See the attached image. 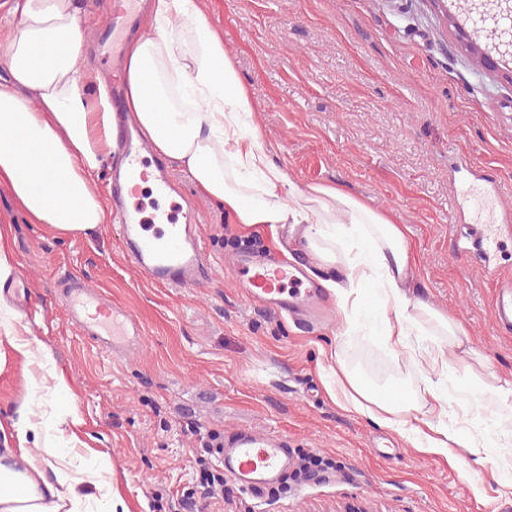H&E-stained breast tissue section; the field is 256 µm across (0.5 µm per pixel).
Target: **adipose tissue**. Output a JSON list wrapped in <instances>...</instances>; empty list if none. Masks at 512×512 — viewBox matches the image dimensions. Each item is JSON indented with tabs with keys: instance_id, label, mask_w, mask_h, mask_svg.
<instances>
[{
	"instance_id": "adipose-tissue-1",
	"label": "adipose tissue",
	"mask_w": 512,
	"mask_h": 512,
	"mask_svg": "<svg viewBox=\"0 0 512 512\" xmlns=\"http://www.w3.org/2000/svg\"><path fill=\"white\" fill-rule=\"evenodd\" d=\"M0 17V181L36 223L61 236H80L106 223L110 210L95 188L112 153V103L106 84L82 48L83 19L73 0H5ZM149 34L130 42L122 73L125 107L150 150L185 173L197 193L234 223L302 224V246L322 266H342L345 282L325 280L345 333L356 329L360 288H375L386 313L382 340L420 374L415 400L377 395L339 352L323 383L340 406L406 436L419 453L454 463L481 448L512 447L451 424L444 378L475 379L481 352L468 345L462 324L405 288L418 264L410 229L330 184H299L270 160L253 122L248 87L224 38L199 0H151ZM441 334L413 346L420 322ZM19 448L0 454V512H85L86 497L63 475L48 479L55 448L30 453L34 425H14Z\"/></svg>"
}]
</instances>
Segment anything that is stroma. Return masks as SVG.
Segmentation results:
<instances>
[{
	"mask_svg": "<svg viewBox=\"0 0 512 512\" xmlns=\"http://www.w3.org/2000/svg\"><path fill=\"white\" fill-rule=\"evenodd\" d=\"M224 35L254 121L276 144L275 164L301 183L334 184L410 229L419 267L411 300L463 322L486 357L480 380L512 382V334L491 319L495 291L512 282V85L481 67L455 28L457 12L432 0H200ZM166 207L193 205L207 259L203 288H163L125 257L117 219L85 236L53 235L0 184V228L13 270L0 280V448L16 447L12 425L29 413V448H61L63 474L105 460L129 512H158L159 489L191 487L198 452L184 418L203 427L253 428L287 439L295 462L332 461L288 489L259 499L234 478L206 512H505L512 487L492 463L465 456L452 464L418 453L406 438L340 407L323 375L328 354L394 399L412 396L407 364L381 340V307L364 289L360 331L342 333L338 314L307 328L251 302L230 274L238 240L257 251L285 252L313 277L344 278L323 268L289 230L233 223L200 197L183 174ZM491 223L499 247L495 276L466 259L475 230ZM84 279L132 313L143 337L123 355L102 351L67 320L57 303L63 278ZM26 279L21 314L9 281ZM30 343L25 357L10 341ZM64 372L68 390L53 389ZM449 396L470 418L493 422L506 407L466 381ZM83 420L78 436L58 431L67 412Z\"/></svg>",
	"mask_w": 512,
	"mask_h": 512,
	"instance_id": "obj_1",
	"label": "stroma"
}]
</instances>
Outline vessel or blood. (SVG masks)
Listing matches in <instances>:
<instances>
[{"label":"vessel or blood","mask_w":512,"mask_h":512,"mask_svg":"<svg viewBox=\"0 0 512 512\" xmlns=\"http://www.w3.org/2000/svg\"><path fill=\"white\" fill-rule=\"evenodd\" d=\"M135 0H116L112 23L100 30L101 43H112V67L122 64L120 44L137 28ZM113 157L122 181L114 182L115 199H122L125 185L151 181V193L161 198L172 189L165 176L149 178L146 155L149 148L135 140L124 108L113 109ZM121 232L130 264L151 283L171 288L201 287L212 278L194 208H186L183 223H175L168 211L155 208L150 224L137 214L121 210ZM250 300L297 320L313 323L326 314L322 288L299 266L274 264L249 251L237 252L231 267ZM68 317L108 352H123L139 343L138 321L112 306L103 294L84 281L70 279L60 295ZM492 321L506 334L512 333V284L500 286L492 305ZM225 473L242 487L258 494L280 485L293 465L285 439L252 430H236L224 437L219 455Z\"/></svg>","instance_id":"b4317fda"}]
</instances>
